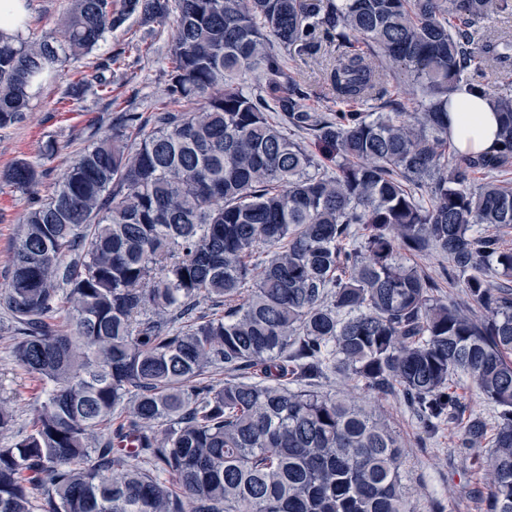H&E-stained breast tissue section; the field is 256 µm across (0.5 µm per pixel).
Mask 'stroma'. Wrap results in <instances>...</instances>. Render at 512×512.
<instances>
[{
	"label": "stroma",
	"instance_id": "obj_1",
	"mask_svg": "<svg viewBox=\"0 0 512 512\" xmlns=\"http://www.w3.org/2000/svg\"><path fill=\"white\" fill-rule=\"evenodd\" d=\"M68 7L69 0H26L23 35L51 33ZM169 37V32L158 31L156 26L142 24L134 17L128 22L127 34L117 35L104 48L72 60L62 79L45 85L23 121L0 130V172L17 160L35 159L46 141H54L58 151L46 162L38 186L40 196H47L81 152L110 132L125 113L136 112L142 121H150L160 108L167 85ZM129 38L139 42L142 49L125 52L114 70L110 92L101 95L87 88L80 100H71L70 86L92 73L108 51L122 50ZM28 202V194L0 181V288L7 282ZM13 345L11 324L0 307V396L10 398L14 410L10 429L0 432V446L29 432L42 397L40 383L15 366ZM379 409L406 446L403 483L413 512H481L474 491L482 476L456 450L463 420L449 421L431 435L402 396L381 399Z\"/></svg>",
	"mask_w": 512,
	"mask_h": 512
}]
</instances>
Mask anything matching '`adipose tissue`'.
Here are the masks:
<instances>
[{
    "instance_id": "1",
    "label": "adipose tissue",
    "mask_w": 512,
    "mask_h": 512,
    "mask_svg": "<svg viewBox=\"0 0 512 512\" xmlns=\"http://www.w3.org/2000/svg\"><path fill=\"white\" fill-rule=\"evenodd\" d=\"M498 117L488 98L459 90L448 100V135L460 152L489 150L495 140Z\"/></svg>"
}]
</instances>
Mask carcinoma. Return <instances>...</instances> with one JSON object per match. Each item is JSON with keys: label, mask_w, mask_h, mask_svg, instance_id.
Wrapping results in <instances>:
<instances>
[{"label": "carcinoma", "mask_w": 512, "mask_h": 512, "mask_svg": "<svg viewBox=\"0 0 512 512\" xmlns=\"http://www.w3.org/2000/svg\"><path fill=\"white\" fill-rule=\"evenodd\" d=\"M71 2L53 35L0 33V130L133 16L173 20L166 104L150 127L126 113L26 209L0 304L45 397L0 447V512H411L403 443L318 391L328 372L403 394L429 432L469 377L494 433L471 417L457 448L483 472L485 512H512V248L481 228L512 226V88L492 98V150L448 137V97L488 96L483 61L512 62L511 40L475 39L512 0ZM324 45L326 115L284 70ZM124 53L71 98L108 91ZM399 68L422 111H384ZM253 70L263 95L243 90ZM55 152L0 178L25 192ZM431 247L466 302L399 260Z\"/></svg>", "instance_id": "obj_1"}]
</instances>
